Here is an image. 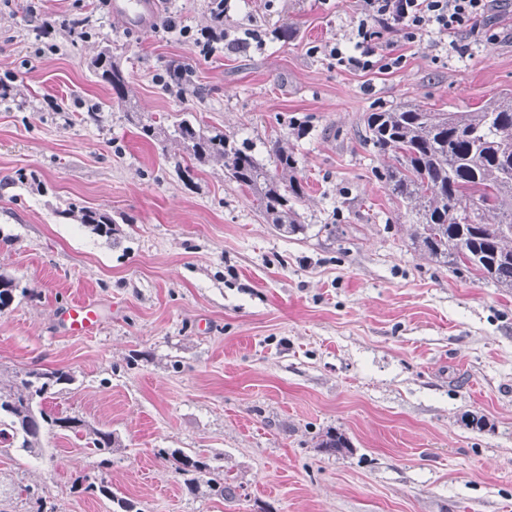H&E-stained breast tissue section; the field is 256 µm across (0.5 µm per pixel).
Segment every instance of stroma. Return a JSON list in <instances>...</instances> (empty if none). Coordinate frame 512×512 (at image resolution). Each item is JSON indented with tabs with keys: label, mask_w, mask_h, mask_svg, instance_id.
Returning <instances> with one entry per match:
<instances>
[{
	"label": "stroma",
	"mask_w": 512,
	"mask_h": 512,
	"mask_svg": "<svg viewBox=\"0 0 512 512\" xmlns=\"http://www.w3.org/2000/svg\"><path fill=\"white\" fill-rule=\"evenodd\" d=\"M208 3L160 0L134 30L98 0H0V79L15 94L0 102V273L30 292L0 311V369L73 374L45 410L114 433L112 490L138 512H512V293L413 248L361 122L512 90V0L367 75L322 51L345 42L354 0H230L225 26L263 42L205 56L178 30L205 26ZM67 17L89 19L90 37H44ZM282 26L293 37L277 39ZM104 45L145 115L247 141L262 162L287 136L306 234L280 235L223 169L185 173L176 144L141 138L87 67ZM174 59L201 95L165 90ZM70 204L110 214L116 240L61 216ZM77 300L101 309L93 335L64 330ZM329 429L350 451L318 448ZM160 448L209 457L235 498L189 494ZM94 465L58 432L39 457L1 449L0 512H32L30 488L46 512H112L75 487Z\"/></svg>",
	"instance_id": "35a3bbf8"
}]
</instances>
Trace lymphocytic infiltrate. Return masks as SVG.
Segmentation results:
<instances>
[{"label":"lymphocytic infiltrate","instance_id":"1","mask_svg":"<svg viewBox=\"0 0 512 512\" xmlns=\"http://www.w3.org/2000/svg\"><path fill=\"white\" fill-rule=\"evenodd\" d=\"M491 0H358L356 21L347 44L331 43L324 51L337 66L362 73L401 68L399 43L422 36L444 37L475 28Z\"/></svg>","mask_w":512,"mask_h":512}]
</instances>
